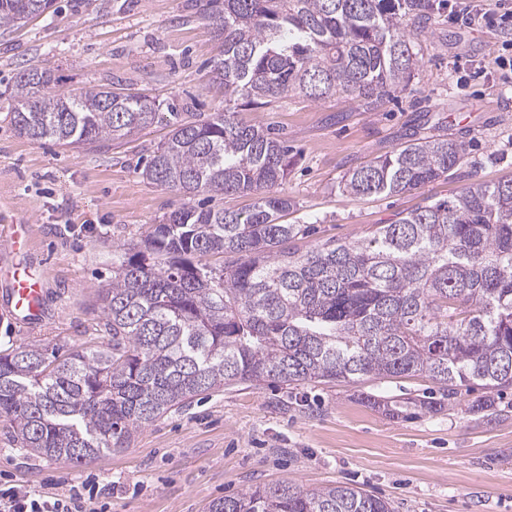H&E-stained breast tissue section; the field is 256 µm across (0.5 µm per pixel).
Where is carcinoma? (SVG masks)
Segmentation results:
<instances>
[{
  "instance_id": "cac0c4a2",
  "label": "carcinoma",
  "mask_w": 512,
  "mask_h": 512,
  "mask_svg": "<svg viewBox=\"0 0 512 512\" xmlns=\"http://www.w3.org/2000/svg\"><path fill=\"white\" fill-rule=\"evenodd\" d=\"M221 42L211 64L224 109L203 117L105 86L57 90L30 65L12 92L21 135L61 145L112 146L167 109L168 140L143 178L185 202L137 243L112 251V281L97 293L98 335L70 352L0 349V417L11 441L49 460L81 464L128 447L163 415L241 383L286 386L425 373L445 408L463 386L512 388V179L476 184L424 204L351 242L302 251L304 224L280 218L294 203L286 141L238 118L242 107L288 96L345 94L373 109L419 66L408 26L435 0H195ZM54 0H0V28ZM465 149L412 139L345 173L355 195L403 193L458 171ZM254 196L246 212L195 197ZM219 255L223 264L202 261ZM209 512H392L358 486H254Z\"/></svg>"
}]
</instances>
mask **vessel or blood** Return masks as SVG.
Listing matches in <instances>:
<instances>
[{
    "label": "vessel or blood",
    "instance_id": "vessel-or-blood-1",
    "mask_svg": "<svg viewBox=\"0 0 512 512\" xmlns=\"http://www.w3.org/2000/svg\"><path fill=\"white\" fill-rule=\"evenodd\" d=\"M27 242V234L21 233L17 225H10L9 245L15 261L11 270L13 288L9 313L22 323L36 324L45 316V297L40 275L25 258Z\"/></svg>",
    "mask_w": 512,
    "mask_h": 512
}]
</instances>
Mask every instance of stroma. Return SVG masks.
Wrapping results in <instances>:
<instances>
[{"mask_svg":"<svg viewBox=\"0 0 512 512\" xmlns=\"http://www.w3.org/2000/svg\"><path fill=\"white\" fill-rule=\"evenodd\" d=\"M411 38L420 57L414 78L372 111L339 94L241 110L248 123L282 133L295 157L281 191L297 204L284 223L314 227L301 249L371 235L424 199L512 178V90L491 75L462 85L457 73L496 53L499 32L449 23L447 10L437 9ZM218 52L191 0H55L53 12L0 28V222L31 221L28 260L48 292L41 324L0 316L1 348L81 346L95 326L97 292L112 280L113 249L140 240L182 203L139 174L169 136L166 118L108 150L33 141L8 117L18 73L45 64L64 92L105 85L208 113L224 106L209 65ZM431 135L465 146L459 174L393 195L342 191L348 170ZM435 387L425 375L240 384L165 414L128 448L79 465L15 447L0 417V490L65 495L90 479L112 512H208L213 500L286 480L303 489L354 484L393 512H512V389L474 385L443 411L414 417L361 400L367 392L404 402Z\"/></svg>","mask_w":512,"mask_h":512,"instance_id":"stroma-1","label":"stroma"}]
</instances>
